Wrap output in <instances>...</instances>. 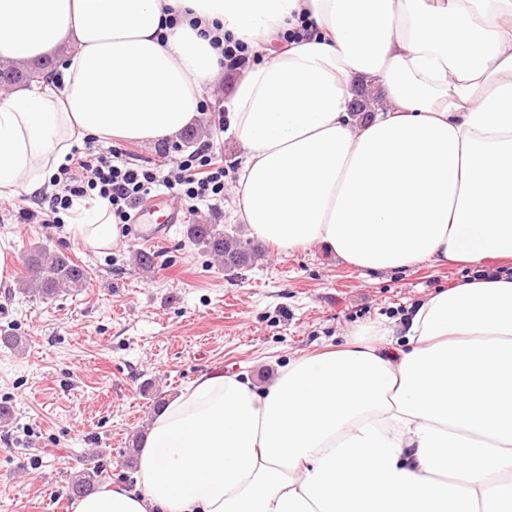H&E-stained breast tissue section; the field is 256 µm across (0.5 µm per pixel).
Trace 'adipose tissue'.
Returning <instances> with one entry per match:
<instances>
[{"label": "adipose tissue", "mask_w": 512, "mask_h": 512, "mask_svg": "<svg viewBox=\"0 0 512 512\" xmlns=\"http://www.w3.org/2000/svg\"><path fill=\"white\" fill-rule=\"evenodd\" d=\"M245 152L238 213L367 273L512 258V0H0V60L59 56L0 93V197L74 143L160 140L221 72ZM372 89L368 122L349 103ZM67 231L111 249L105 201ZM72 512H512V276L431 295L266 388L204 374L155 416L139 482Z\"/></svg>", "instance_id": "obj_1"}]
</instances>
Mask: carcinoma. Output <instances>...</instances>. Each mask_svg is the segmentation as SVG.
Listing matches in <instances>:
<instances>
[{
    "mask_svg": "<svg viewBox=\"0 0 512 512\" xmlns=\"http://www.w3.org/2000/svg\"><path fill=\"white\" fill-rule=\"evenodd\" d=\"M189 239L205 248V251L222 260L224 267L236 269L250 263L259 255V246L245 239L237 229H226L222 224H191L188 227ZM27 276L24 290L40 300L53 299L84 287L87 271L72 263L68 258L51 254L36 246L26 258ZM97 471L86 469L76 473L71 479V491L84 494L94 489Z\"/></svg>",
    "mask_w": 512,
    "mask_h": 512,
    "instance_id": "cac0c4a2",
    "label": "carcinoma"
}]
</instances>
